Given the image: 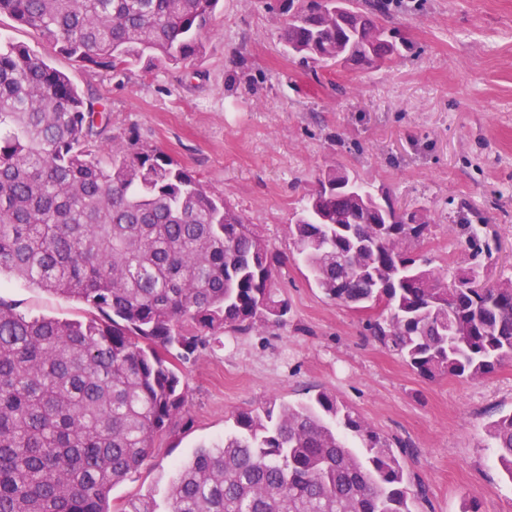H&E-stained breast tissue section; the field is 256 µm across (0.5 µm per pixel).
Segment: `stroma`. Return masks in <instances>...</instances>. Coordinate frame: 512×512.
Wrapping results in <instances>:
<instances>
[{"label": "stroma", "instance_id": "35a3bbf8", "mask_svg": "<svg viewBox=\"0 0 512 512\" xmlns=\"http://www.w3.org/2000/svg\"><path fill=\"white\" fill-rule=\"evenodd\" d=\"M407 47L382 67L310 72L277 38L262 0H224L193 75L138 66L112 75L76 65L27 27L0 16V40L46 56L86 95L101 99L108 137L128 135L194 171L280 255L275 286L289 304L285 326L222 343L185 370L189 429H174L157 455L114 487L113 508L162 496L176 465L223 439L235 411L266 399L293 405L336 394L371 427L407 450L422 480V512H512L486 424L512 412V362L477 381L430 380L373 338L376 310L327 299L294 248L289 226L328 167L377 195L423 213L412 248L440 274L472 259L452 227L485 225L495 252L481 277L512 276V0H417L390 11ZM0 297L21 311L77 318L83 303L8 276Z\"/></svg>", "mask_w": 512, "mask_h": 512}]
</instances>
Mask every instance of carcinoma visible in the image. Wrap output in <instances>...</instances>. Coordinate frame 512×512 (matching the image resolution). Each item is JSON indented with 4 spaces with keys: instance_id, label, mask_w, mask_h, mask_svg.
I'll use <instances>...</instances> for the list:
<instances>
[{
    "instance_id": "obj_1",
    "label": "carcinoma",
    "mask_w": 512,
    "mask_h": 512,
    "mask_svg": "<svg viewBox=\"0 0 512 512\" xmlns=\"http://www.w3.org/2000/svg\"><path fill=\"white\" fill-rule=\"evenodd\" d=\"M394 0H265L300 60L390 65L405 41L380 24ZM223 0H0L80 66L189 69ZM100 99L24 44L0 42V275L74 298L82 319L0 298V512H112L177 423L184 369L226 332L278 328L276 256L224 194L162 149L108 140ZM336 167L295 213L294 245L332 301L384 309L369 327L421 376L475 381L512 361V277L455 287L410 246L428 224ZM473 257L490 253L460 225ZM224 440L176 466L164 499L122 512H416L426 500L394 442L335 394L235 412ZM512 479V413L488 423Z\"/></svg>"
}]
</instances>
